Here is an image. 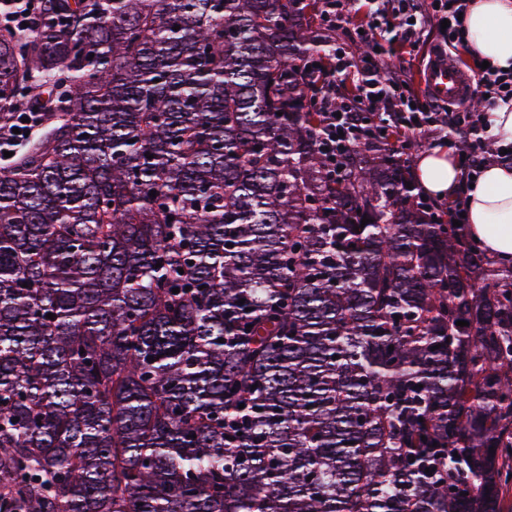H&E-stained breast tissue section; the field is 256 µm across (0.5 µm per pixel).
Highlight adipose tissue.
I'll list each match as a JSON object with an SVG mask.
<instances>
[{"instance_id":"obj_1","label":"adipose tissue","mask_w":512,"mask_h":512,"mask_svg":"<svg viewBox=\"0 0 512 512\" xmlns=\"http://www.w3.org/2000/svg\"><path fill=\"white\" fill-rule=\"evenodd\" d=\"M472 59L512 69V0H471L465 21ZM418 183L430 195L453 196L460 172L452 152L423 153L415 169ZM468 233L503 264H512V166L489 160L467 193Z\"/></svg>"}]
</instances>
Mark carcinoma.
<instances>
[{
    "mask_svg": "<svg viewBox=\"0 0 512 512\" xmlns=\"http://www.w3.org/2000/svg\"><path fill=\"white\" fill-rule=\"evenodd\" d=\"M316 2L0 18V512H502L512 267L331 167ZM22 117H25V119L30 120V123L22 122ZM19 119H20V121H19L20 125H14L13 128H19V131H21V134H14L13 130H12V136L9 139L4 140V142H2L3 144L15 142L16 140L25 136V133H28L29 127L34 122V119H32L31 116H29L27 113H24V115L23 114L20 115ZM33 128L34 127L30 128L28 136H30L31 134H32V136H34L38 132L37 130L33 131ZM25 138L26 137H23L18 142H16L14 145L9 147V149H10L9 152H14V155H12L10 158H5L4 153L1 152V159H0L1 165H5V164L12 162L15 159V157L18 154H20V152L24 149L25 145L27 144V141L25 142Z\"/></svg>",
    "mask_w": 512,
    "mask_h": 512,
    "instance_id": "cac0c4a2",
    "label": "carcinoma"
}]
</instances>
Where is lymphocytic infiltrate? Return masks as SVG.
Wrapping results in <instances>:
<instances>
[{"label": "lymphocytic infiltrate", "mask_w": 512, "mask_h": 512, "mask_svg": "<svg viewBox=\"0 0 512 512\" xmlns=\"http://www.w3.org/2000/svg\"><path fill=\"white\" fill-rule=\"evenodd\" d=\"M374 7L366 18L352 21L345 0H319L318 20L327 26L356 23L361 30L360 42L370 44L368 58L332 55L320 62L303 61L306 74L326 88L321 100L318 144L326 148L330 159L342 158L353 146L380 139L381 136L409 137L418 132L439 133L459 130L463 139L459 150L461 183L470 186L479 175L487 155L500 162L512 163V152L504 154L487 136L485 114L498 102L512 99V70L491 66L478 69L476 93L483 99L481 111L451 108L419 98L408 79L398 72H385L377 50L380 26H387L391 40L399 50L411 48L425 25H444L441 37L446 47L464 45L461 17L469 0H373ZM355 69L356 83L350 103L337 104L331 87L337 75Z\"/></svg>", "instance_id": "obj_1"}]
</instances>
